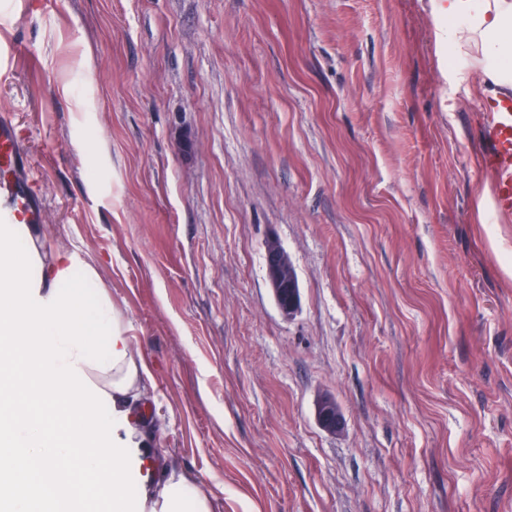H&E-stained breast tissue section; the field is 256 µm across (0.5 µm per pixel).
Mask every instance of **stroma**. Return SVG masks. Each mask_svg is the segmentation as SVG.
Listing matches in <instances>:
<instances>
[{"label":"stroma","instance_id":"stroma-1","mask_svg":"<svg viewBox=\"0 0 512 512\" xmlns=\"http://www.w3.org/2000/svg\"><path fill=\"white\" fill-rule=\"evenodd\" d=\"M12 3L0 115L44 220L4 240L107 294L161 465L217 512H512V224L479 166L496 89L437 0ZM266 274L269 287L284 316L297 312L301 304V292L292 270L288 253L276 239H271L266 245L265 253ZM336 406L339 407L336 400L329 397L322 399L315 408V417L319 426L330 433L340 431L344 425L343 415L336 412Z\"/></svg>","mask_w":512,"mask_h":512}]
</instances>
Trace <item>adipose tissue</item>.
Here are the masks:
<instances>
[{
	"mask_svg": "<svg viewBox=\"0 0 512 512\" xmlns=\"http://www.w3.org/2000/svg\"><path fill=\"white\" fill-rule=\"evenodd\" d=\"M448 41L474 54L484 80L512 86V0H446ZM38 251L0 243V512H215L204 483L160 466L139 414L151 374L107 301L62 290L72 261L39 276Z\"/></svg>",
	"mask_w": 512,
	"mask_h": 512,
	"instance_id": "1",
	"label": "adipose tissue"
}]
</instances>
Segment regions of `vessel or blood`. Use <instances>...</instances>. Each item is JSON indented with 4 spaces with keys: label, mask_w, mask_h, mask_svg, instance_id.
I'll return each instance as SVG.
<instances>
[{
    "label": "vessel or blood",
    "mask_w": 512,
    "mask_h": 512,
    "mask_svg": "<svg viewBox=\"0 0 512 512\" xmlns=\"http://www.w3.org/2000/svg\"><path fill=\"white\" fill-rule=\"evenodd\" d=\"M483 149L479 163L489 184L491 214L512 221V89L497 92L481 114ZM11 124L0 119V223H38L41 204L29 193V171Z\"/></svg>",
    "instance_id": "1"
}]
</instances>
